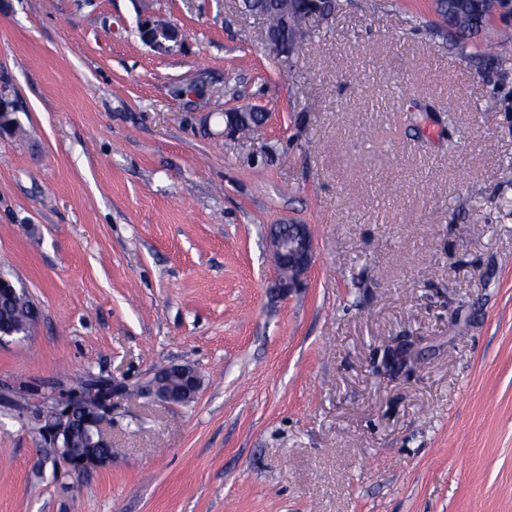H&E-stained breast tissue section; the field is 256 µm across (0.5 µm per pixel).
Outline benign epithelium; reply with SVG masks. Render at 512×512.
<instances>
[{"instance_id":"benign-epithelium-1","label":"benign epithelium","mask_w":512,"mask_h":512,"mask_svg":"<svg viewBox=\"0 0 512 512\" xmlns=\"http://www.w3.org/2000/svg\"><path fill=\"white\" fill-rule=\"evenodd\" d=\"M310 7L302 13L291 15L283 11L281 33L267 43L280 54H288L306 35L304 25L315 14L322 13L321 0H307ZM141 41L159 54H167L180 46L183 34L179 28L169 22L149 16L142 18L138 26ZM16 105L9 98L0 97V134L17 128ZM277 268L291 270L292 275L278 280L275 291L286 295L299 286L308 272L313 259V237L306 224H295L291 229L274 228L270 237ZM178 366L161 368L142 378L137 386L143 390L144 397L161 404L170 405L166 396L156 392L158 381ZM130 385L115 379H93L92 387L85 391L80 388L58 390L50 395L36 388L28 392L30 402L24 415L32 416L41 426L43 436L49 441H58L75 424L81 421L84 427H90L89 440L107 443L112 436V402L117 397L128 395ZM112 463V458L102 454H90L80 458L63 456L56 458V466H64L71 473L81 474L94 468Z\"/></svg>"}]
</instances>
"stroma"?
I'll list each match as a JSON object with an SVG mask.
<instances>
[{
	"instance_id": "1",
	"label": "stroma",
	"mask_w": 512,
	"mask_h": 512,
	"mask_svg": "<svg viewBox=\"0 0 512 512\" xmlns=\"http://www.w3.org/2000/svg\"><path fill=\"white\" fill-rule=\"evenodd\" d=\"M502 26L336 0L282 56L241 0H0V273L39 310L0 388L202 377L187 406L114 399L112 462L79 475L0 408V512H512ZM276 224L314 243L284 297ZM138 34L145 45L159 54H167L183 42V34L177 26L150 16L140 20Z\"/></svg>"
}]
</instances>
